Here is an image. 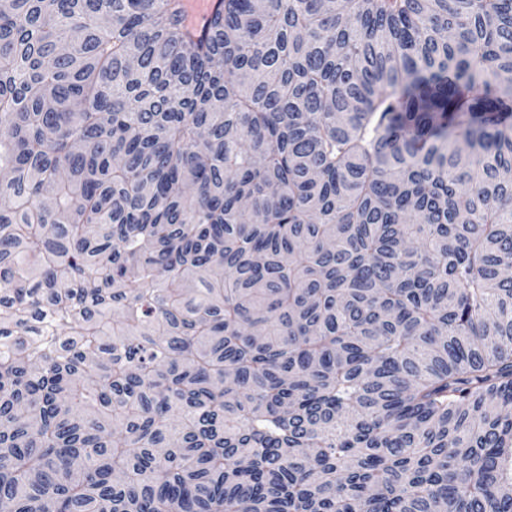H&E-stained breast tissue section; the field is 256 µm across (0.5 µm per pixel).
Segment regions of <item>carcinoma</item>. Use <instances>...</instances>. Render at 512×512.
<instances>
[{
  "instance_id": "cac0c4a2",
  "label": "carcinoma",
  "mask_w": 512,
  "mask_h": 512,
  "mask_svg": "<svg viewBox=\"0 0 512 512\" xmlns=\"http://www.w3.org/2000/svg\"><path fill=\"white\" fill-rule=\"evenodd\" d=\"M512 0H0V512H512ZM218 3V0H185L186 21L189 26L195 30L204 29Z\"/></svg>"
}]
</instances>
